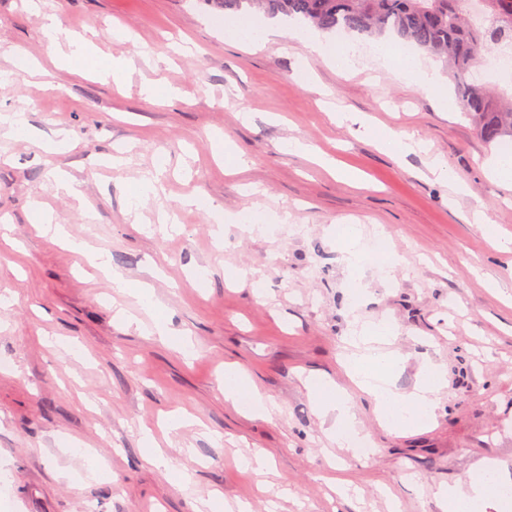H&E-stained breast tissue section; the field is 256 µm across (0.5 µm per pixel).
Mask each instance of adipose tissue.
Listing matches in <instances>:
<instances>
[{"label":"adipose tissue","instance_id":"ef3b65f1","mask_svg":"<svg viewBox=\"0 0 512 512\" xmlns=\"http://www.w3.org/2000/svg\"><path fill=\"white\" fill-rule=\"evenodd\" d=\"M395 50L394 40L385 39L378 45L377 55L401 77L415 78L440 104H447L448 95L441 79L427 72L418 57H399ZM391 334L389 322L365 324L352 321L349 338L359 345L360 350L346 356L341 365L356 388L371 398L381 424L390 430L417 429L433 412L435 396L442 387L440 371L437 365H429L427 378L413 391L397 392L390 376L394 358L372 346L374 340L388 338ZM306 384L318 412L334 418L329 436L339 444L348 442L358 423L350 395L332 381L322 378L308 377ZM224 396L235 403L248 400L250 411L258 417L265 418L270 414L265 397L233 362L224 365ZM438 496L446 512H512V477L504 476L501 467L491 461L476 469L468 483L440 488Z\"/></svg>","mask_w":512,"mask_h":512}]
</instances>
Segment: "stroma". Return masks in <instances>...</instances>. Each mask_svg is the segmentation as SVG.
<instances>
[{"instance_id":"obj_1","label":"stroma","mask_w":512,"mask_h":512,"mask_svg":"<svg viewBox=\"0 0 512 512\" xmlns=\"http://www.w3.org/2000/svg\"><path fill=\"white\" fill-rule=\"evenodd\" d=\"M68 30L91 42L101 62L134 58L122 77L54 68L30 0H0V113L21 114L24 133L0 132V512H199L213 494L246 512H443L440 487L464 481L489 460L512 468V185L487 176L497 143L480 140L459 106L440 107L412 78L373 58L341 72L316 53L313 32L279 17L281 38L262 47L224 39L203 0H40ZM37 61L32 77L14 55ZM165 89L144 99L142 84ZM348 112L377 129L412 134L424 150L381 152ZM66 138L44 152L42 142ZM297 138L359 173L352 188L307 156L283 150ZM250 168L224 173V146ZM123 152L127 164L108 165ZM441 156L465 192L428 171ZM164 164L155 193L141 180ZM65 173L80 198L57 189ZM188 195L218 210L262 205L284 224L242 233L224 227L212 245L208 213L188 212ZM52 210L67 237L86 240L131 283L151 285L159 308L113 288L64 239L40 236L36 207ZM484 214L487 223L475 222ZM384 238L395 267L342 260L339 225ZM244 268L262 282L228 284ZM500 281L501 291L488 288ZM122 305L143 329L113 317ZM389 320L382 346L400 364L398 391H412L425 362L444 386L426 427H382L371 401L352 393L358 433L370 450L332 443L331 418L313 405L306 377L346 385L336 359L352 317ZM188 337L182 354L147 335L154 319ZM241 365L278 406L250 417L224 397V365ZM174 412L194 425L161 436L170 469L142 457L141 428ZM260 451L268 474L245 472ZM106 460L111 480L90 476ZM191 478L180 490L175 477ZM352 482L349 495L332 488Z\"/></svg>"}]
</instances>
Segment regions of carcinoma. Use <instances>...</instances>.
Here are the masks:
<instances>
[{
	"instance_id": "1",
	"label": "carcinoma",
	"mask_w": 512,
	"mask_h": 512,
	"mask_svg": "<svg viewBox=\"0 0 512 512\" xmlns=\"http://www.w3.org/2000/svg\"><path fill=\"white\" fill-rule=\"evenodd\" d=\"M235 18L250 9L315 28L380 38L390 35L450 61L457 103L481 140L512 141V106L474 77L492 45L512 41V0H484L486 25L468 22L469 0H205Z\"/></svg>"
}]
</instances>
